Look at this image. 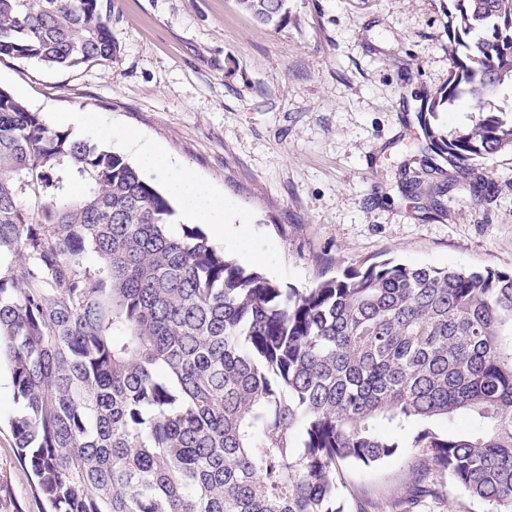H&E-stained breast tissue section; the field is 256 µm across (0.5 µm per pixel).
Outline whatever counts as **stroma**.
Returning a JSON list of instances; mask_svg holds the SVG:
<instances>
[{"label": "stroma", "mask_w": 512, "mask_h": 512, "mask_svg": "<svg viewBox=\"0 0 512 512\" xmlns=\"http://www.w3.org/2000/svg\"><path fill=\"white\" fill-rule=\"evenodd\" d=\"M116 57L75 70L0 57V88L46 123L90 114L79 134L140 165L159 147L244 218L215 239L284 288L392 259L512 269V150L477 161L473 196L432 152L422 112L448 80V0H288L280 28L236 0H112ZM131 129L134 141L114 138ZM450 184L433 206L401 173ZM0 372V512H43L18 459L17 413ZM418 449L341 465L348 512H386L415 478ZM417 512H491L430 473Z\"/></svg>", "instance_id": "35a3bbf8"}]
</instances>
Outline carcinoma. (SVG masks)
Here are the masks:
<instances>
[{
	"mask_svg": "<svg viewBox=\"0 0 512 512\" xmlns=\"http://www.w3.org/2000/svg\"><path fill=\"white\" fill-rule=\"evenodd\" d=\"M287 0H237L279 28ZM431 108L483 103L431 149L471 181L512 149V0H453ZM112 0H0V57L116 53ZM437 201L444 185L414 175ZM109 146L0 90V357L50 512H346L336 470L398 455L512 512V271L374 263L308 289L240 265ZM470 417L463 434L428 423Z\"/></svg>",
	"mask_w": 512,
	"mask_h": 512,
	"instance_id": "carcinoma-1",
	"label": "carcinoma"
}]
</instances>
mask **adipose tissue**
Wrapping results in <instances>:
<instances>
[{
	"label": "adipose tissue",
	"mask_w": 512,
	"mask_h": 512,
	"mask_svg": "<svg viewBox=\"0 0 512 512\" xmlns=\"http://www.w3.org/2000/svg\"><path fill=\"white\" fill-rule=\"evenodd\" d=\"M141 160L147 168L162 175L170 190L179 198L183 213L194 223L209 225L219 235L232 232L233 226L224 199L210 186L174 163L161 149L144 151Z\"/></svg>",
	"instance_id": "1"
}]
</instances>
